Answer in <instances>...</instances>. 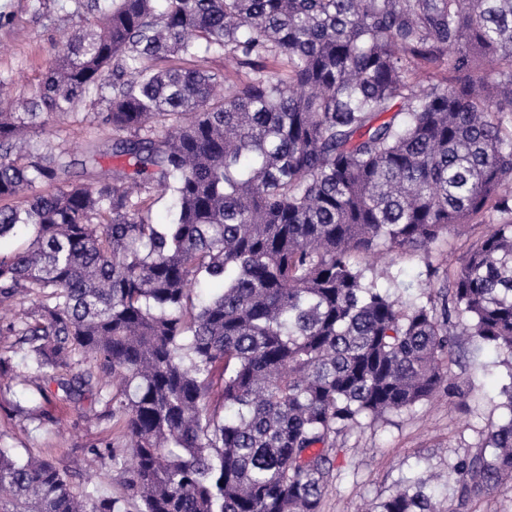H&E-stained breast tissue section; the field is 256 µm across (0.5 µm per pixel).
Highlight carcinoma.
<instances>
[{
	"label": "carcinoma",
	"instance_id": "1",
	"mask_svg": "<svg viewBox=\"0 0 512 512\" xmlns=\"http://www.w3.org/2000/svg\"><path fill=\"white\" fill-rule=\"evenodd\" d=\"M79 7L24 111L0 97V200L22 199L0 238L31 234L0 257V307L59 400L91 394L122 423L125 495L0 444V512H318L337 437L444 386L451 312L512 357V0ZM215 54L250 69L222 95L223 73L159 66ZM82 104L115 135L87 151L113 160L92 183L24 138ZM488 208L501 222L439 308L352 261L426 250ZM500 394L507 419L457 465L467 494L512 481V370ZM435 500L410 479L369 512Z\"/></svg>",
	"mask_w": 512,
	"mask_h": 512
}]
</instances>
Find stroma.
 Wrapping results in <instances>:
<instances>
[{
	"label": "stroma",
	"mask_w": 512,
	"mask_h": 512,
	"mask_svg": "<svg viewBox=\"0 0 512 512\" xmlns=\"http://www.w3.org/2000/svg\"><path fill=\"white\" fill-rule=\"evenodd\" d=\"M83 17L74 0H0V78L6 79L5 89L14 101L40 83L57 43ZM31 137L69 148L77 156L85 143L111 140L112 129L67 116L33 130ZM498 220L490 213L449 228L425 253H390L373 274L403 298H427V266L443 269L458 264L482 242L487 225ZM511 366L507 355L463 339L447 364L446 389L374 426L339 436L330 452L333 477L323 490L319 512H364L413 477L427 480L437 490L446 512H512V489L470 498L462 493L455 472L458 460L478 453L491 427L505 419L500 385ZM22 400L20 387L0 380L1 443L63 460L74 488H81L91 469L100 475L103 493L121 494L110 453L101 446L106 438L120 441L121 433L112 420L102 418V405L84 396L72 404L54 398L43 403L41 419L27 420L15 411ZM94 446L99 447V456L90 455Z\"/></svg>",
	"instance_id": "obj_1"
}]
</instances>
